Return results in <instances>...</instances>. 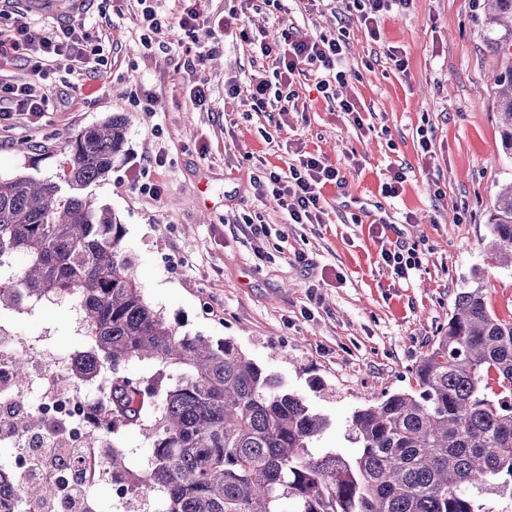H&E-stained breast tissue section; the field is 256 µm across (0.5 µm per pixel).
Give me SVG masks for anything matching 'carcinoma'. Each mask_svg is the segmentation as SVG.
Instances as JSON below:
<instances>
[{"label":"carcinoma","mask_w":512,"mask_h":512,"mask_svg":"<svg viewBox=\"0 0 512 512\" xmlns=\"http://www.w3.org/2000/svg\"><path fill=\"white\" fill-rule=\"evenodd\" d=\"M487 48L502 57L495 102L503 149L512 152V0H483ZM125 119L113 116L68 140L71 164L54 183L0 177V313L22 295L75 304L91 356L64 385L112 367V432L148 438L147 476L164 512H481L478 496L512 480V321L487 306L479 278L456 294L448 328L416 363L415 387L354 411L359 452L316 453L325 421L298 393L229 339L179 331L153 307L124 253L123 225L83 194L121 159ZM491 251L512 265V185L488 218ZM136 363L168 376L142 392L124 380ZM48 506L51 482L23 487Z\"/></svg>","instance_id":"obj_1"}]
</instances>
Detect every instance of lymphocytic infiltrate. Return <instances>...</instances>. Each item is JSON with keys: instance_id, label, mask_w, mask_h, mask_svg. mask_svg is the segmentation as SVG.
Segmentation results:
<instances>
[{"instance_id": "obj_1", "label": "lymphocytic infiltrate", "mask_w": 512, "mask_h": 512, "mask_svg": "<svg viewBox=\"0 0 512 512\" xmlns=\"http://www.w3.org/2000/svg\"><path fill=\"white\" fill-rule=\"evenodd\" d=\"M206 22L197 8H185L178 21L159 14L153 6L142 10V35L144 45L164 37L172 25L192 32ZM261 54L273 66V79L255 78L248 89L238 84H228L224 97L233 100L240 93H248L253 111H265L268 105L283 101V91L289 87L301 68L315 64L332 72L333 81L343 82L344 70L340 63L344 56L346 42L340 36L302 35L290 30H282L279 40L269 42L265 37H257ZM97 50L81 24L70 23L59 26L43 36L32 40L28 35L26 16L16 17L13 27L7 33H0V58L13 56L24 59L33 76L42 78L48 73L51 63L65 59L81 61L83 57L94 55ZM330 81V82H333ZM330 82L320 81V89H328ZM48 101L37 85L32 83L12 84L0 82V127L11 125L20 116L37 115L47 111ZM343 178L334 167L325 165L314 156L301 157L298 163L289 165L287 171H270L261 188L288 213L292 224H320L324 221L325 209L321 204L322 189L326 184L342 183Z\"/></svg>"}]
</instances>
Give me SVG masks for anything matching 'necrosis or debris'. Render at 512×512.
I'll return each instance as SVG.
<instances>
[{
    "instance_id": "necrosis-or-debris-1",
    "label": "necrosis or debris",
    "mask_w": 512,
    "mask_h": 512,
    "mask_svg": "<svg viewBox=\"0 0 512 512\" xmlns=\"http://www.w3.org/2000/svg\"><path fill=\"white\" fill-rule=\"evenodd\" d=\"M78 358L53 351L48 337L21 336L10 321L0 322V512H31L22 488L39 481L59 488L61 505L54 512H71L75 485L82 491V512H162L156 493L112 467L114 438L102 413L111 372L100 369L60 384ZM28 416L49 423L37 450L32 435L16 425ZM103 485L111 490L107 503L97 494Z\"/></svg>"
}]
</instances>
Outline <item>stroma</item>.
I'll return each instance as SVG.
<instances>
[{
  "mask_svg": "<svg viewBox=\"0 0 512 512\" xmlns=\"http://www.w3.org/2000/svg\"><path fill=\"white\" fill-rule=\"evenodd\" d=\"M189 1L214 28L176 27L147 49L139 0H0V29L23 13L36 39L76 20L100 48L99 58L74 70L59 64L40 82L49 103L41 118L0 129V175L62 183L66 141L110 115L125 117V156L87 193L123 224L146 299L181 332L231 339L325 419L316 448L355 454L352 413L414 387L412 369L447 327L465 281L479 276L488 307L512 321V268L488 250V213L512 183V154L501 146L492 81L501 60L485 44L483 0H412L380 18L375 39L353 0H286L274 13L256 0L244 23L269 37L285 28L346 32L344 83L317 92L320 74L305 68L292 86L296 106L285 112H254L242 98L225 111V86L247 85L268 63L216 26L238 0L155 7L176 18ZM395 49L406 72L390 59ZM197 85L214 107L193 104ZM343 100L355 103L362 124L340 111ZM306 155L344 182L322 190L324 223L290 225L255 178ZM395 170L404 181L393 198L383 186ZM139 180L162 184V195L140 194ZM246 214L271 229L266 260L253 254ZM396 243L420 257L405 279L380 258ZM16 329L50 337L62 353L82 347L66 304L18 316Z\"/></svg>",
  "mask_w": 512,
  "mask_h": 512,
  "instance_id": "obj_1",
  "label": "stroma"
}]
</instances>
